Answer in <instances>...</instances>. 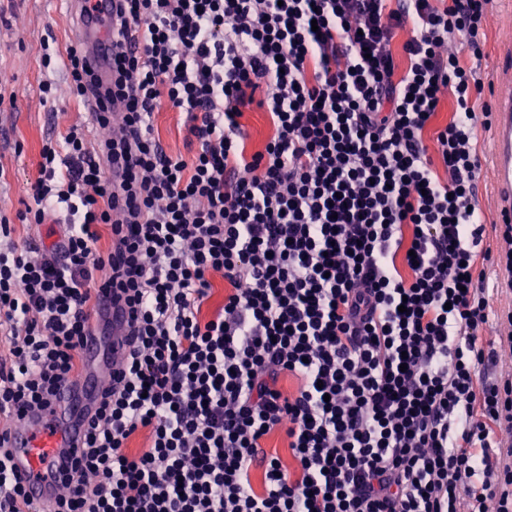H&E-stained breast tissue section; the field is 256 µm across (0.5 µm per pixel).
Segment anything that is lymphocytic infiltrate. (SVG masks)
Here are the masks:
<instances>
[{"mask_svg": "<svg viewBox=\"0 0 512 512\" xmlns=\"http://www.w3.org/2000/svg\"><path fill=\"white\" fill-rule=\"evenodd\" d=\"M491 3L112 0L104 87L42 44L100 136L46 142L0 215V512H512V373L481 374L512 349L486 287L512 225L483 246L476 199ZM102 292L129 352L33 506L6 425L77 375ZM185 115L178 112H162L158 119L160 136L167 151L184 152Z\"/></svg>", "mask_w": 512, "mask_h": 512, "instance_id": "1", "label": "lymphocytic infiltrate"}]
</instances>
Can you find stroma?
<instances>
[{
    "mask_svg": "<svg viewBox=\"0 0 512 512\" xmlns=\"http://www.w3.org/2000/svg\"><path fill=\"white\" fill-rule=\"evenodd\" d=\"M54 37L59 45L76 40L65 0H0V207L14 213L30 199L36 161L47 139L68 124H87L88 108L68 93L63 67L43 68L40 45ZM57 88L53 99L40 91Z\"/></svg>",
    "mask_w": 512,
    "mask_h": 512,
    "instance_id": "stroma-1",
    "label": "stroma"
}]
</instances>
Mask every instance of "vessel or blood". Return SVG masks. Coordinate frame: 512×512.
Segmentation results:
<instances>
[{
  "mask_svg": "<svg viewBox=\"0 0 512 512\" xmlns=\"http://www.w3.org/2000/svg\"><path fill=\"white\" fill-rule=\"evenodd\" d=\"M96 18L84 14V0H68L71 17L75 20L86 66L100 82L110 79L112 58V3L96 0ZM501 62L488 77L492 92L494 115L490 128L491 178L498 200L500 223L512 222V45L500 51ZM99 314L112 324L109 341L100 336L87 337L83 342V368L74 381L58 390L53 406L25 423L13 427L10 435L14 462L26 479L33 503L49 499L55 489L52 462L61 461L83 438L84 429L92 417L103 386L112 379V371L126 353L129 318L125 308L108 297H101Z\"/></svg>",
  "mask_w": 512,
  "mask_h": 512,
  "instance_id": "1",
  "label": "vessel or blood"
}]
</instances>
